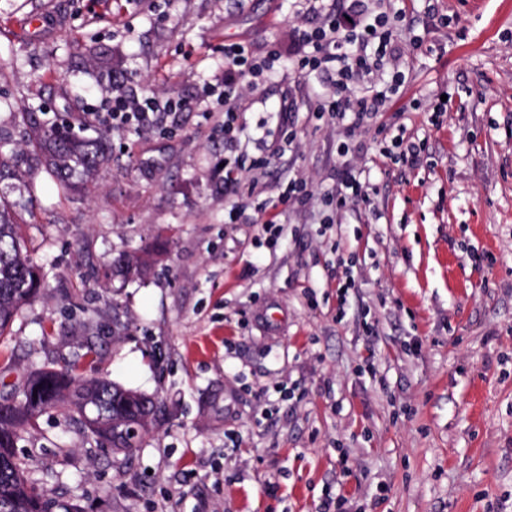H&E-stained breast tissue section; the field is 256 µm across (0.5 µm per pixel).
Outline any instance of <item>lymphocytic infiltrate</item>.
I'll list each match as a JSON object with an SVG mask.
<instances>
[{"label":"lymphocytic infiltrate","instance_id":"1","mask_svg":"<svg viewBox=\"0 0 512 512\" xmlns=\"http://www.w3.org/2000/svg\"><path fill=\"white\" fill-rule=\"evenodd\" d=\"M396 3L386 0L383 12L361 22L353 17L359 0H350L345 9L326 5L325 0H312L320 23L299 34L308 51L297 60L296 71L302 75L326 74L329 89L318 96L315 109L345 124L348 132H355L366 118L383 111L391 95L406 82L404 72L384 70L385 60L403 51L400 24L404 11ZM278 60L274 51L259 60L244 44L225 45L224 84L217 96L218 105L224 109L225 142H233L238 132V104L245 89H258ZM186 106L185 100L176 97L147 94L129 98L116 91L108 117L116 126L148 125L154 118Z\"/></svg>","mask_w":512,"mask_h":512}]
</instances>
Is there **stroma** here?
Returning a JSON list of instances; mask_svg holds the SVG:
<instances>
[{
  "instance_id": "1",
  "label": "stroma",
  "mask_w": 512,
  "mask_h": 512,
  "mask_svg": "<svg viewBox=\"0 0 512 512\" xmlns=\"http://www.w3.org/2000/svg\"><path fill=\"white\" fill-rule=\"evenodd\" d=\"M405 7L423 47L396 59L405 89L342 159V127L312 111L322 74L278 69L241 100L231 145L204 95L225 43L298 58L306 0H0L13 164L31 162L26 112L111 144L83 195L43 172L0 182L45 277L0 341V393L89 343L86 377L163 403L127 455L57 411L27 427L18 451L52 512H512V0ZM116 80L192 106L116 129L98 116ZM401 129L417 164L380 152ZM241 154L270 162L242 172L246 221L228 224L222 163ZM348 164L369 201L334 215ZM294 178L310 198L278 206L281 238L257 246L258 204ZM123 252L150 254L148 272L115 273ZM340 254L356 280L342 301Z\"/></svg>"
}]
</instances>
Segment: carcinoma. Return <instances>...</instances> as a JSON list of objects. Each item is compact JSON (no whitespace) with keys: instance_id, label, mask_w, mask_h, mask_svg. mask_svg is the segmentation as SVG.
<instances>
[{"instance_id":"obj_1","label":"carcinoma","mask_w":512,"mask_h":512,"mask_svg":"<svg viewBox=\"0 0 512 512\" xmlns=\"http://www.w3.org/2000/svg\"><path fill=\"white\" fill-rule=\"evenodd\" d=\"M23 120L37 164L65 193H78L93 181L107 156L104 138L85 137L60 125L44 127L31 113ZM117 273H145L141 258L119 255L113 262ZM42 277L29 258L10 207L0 204V338L10 333L20 310L41 292ZM97 356L86 346L80 358L56 368L44 365L32 371L13 392L0 396V512H41L48 505L45 491L27 475L26 463L17 452L22 430L50 409H61L77 418L94 442L116 450H133L126 421L143 417L150 429L161 410L158 398L137 393L105 379H86L83 361Z\"/></svg>"}]
</instances>
